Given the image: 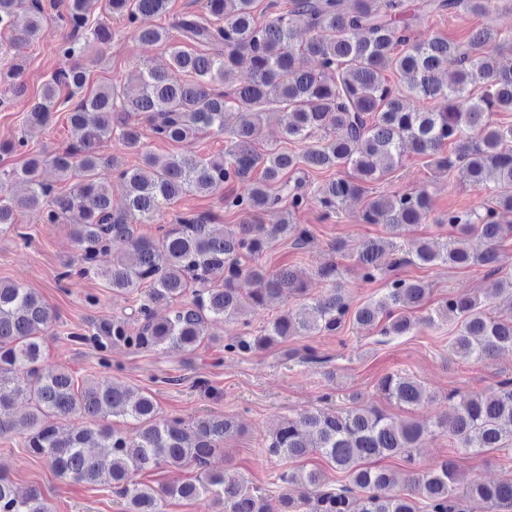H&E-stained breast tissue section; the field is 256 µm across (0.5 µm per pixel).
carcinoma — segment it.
Here are the masks:
<instances>
[{
  "label": "carcinoma",
  "mask_w": 512,
  "mask_h": 512,
  "mask_svg": "<svg viewBox=\"0 0 512 512\" xmlns=\"http://www.w3.org/2000/svg\"><path fill=\"white\" fill-rule=\"evenodd\" d=\"M92 0H64L58 15L67 33L57 51L64 64L44 83L25 115V124L47 128L61 106L78 134L76 143L51 154H35L23 168L0 170V233L15 228V215L30 212L46 224H64L78 211L81 223L69 225L81 264L64 265L59 279H97L114 293L138 294L129 317L89 321L70 333L88 343L100 365L111 368L112 348L183 354L194 351L211 319L236 321L242 332L224 340V351L247 354L295 336L338 334L347 317L360 328H379L384 336H406L419 321L412 312L428 301L423 281L391 280L383 295L351 309L334 263L317 271L328 285L318 299L305 300L306 281L290 266L272 269L264 258L280 241L305 248L311 231L294 222L308 200L305 175L314 170L345 169L352 174L329 180L317 190L323 217H333L350 199L366 192L398 165L407 151L433 159L435 168L456 172L485 188L492 205L485 212H448L453 238L441 246L417 241L407 253L396 242L408 225L427 218L430 195L385 193L370 199L361 215L365 224H381L387 236L369 239L356 262L362 279L372 282L401 264L484 267L493 275L500 266L499 246L512 234L511 224L497 219L512 213V123L492 119L512 112V34L489 27L474 30L464 43L437 35L412 34L416 12L438 13L462 8L485 12L489 0H291L288 10L269 21L255 15L256 0H204L202 15L172 23L195 49L169 42V29L142 19L166 14L168 0H109L112 13L127 19L132 34L144 43H165V70L138 67L127 86L104 84L89 96V49H106L112 30L87 28ZM23 12L26 24L14 30ZM46 15L41 0H0V31H15L0 41V54L16 43L36 39ZM308 33L296 42L300 31ZM313 57L319 68L309 69ZM249 62L243 80L236 77ZM398 82H392V78ZM68 90L74 103L59 101ZM441 100L444 106L414 108L409 101ZM280 114L288 142L318 138L303 153L270 146L259 153L266 114ZM237 124L224 154L201 159L176 154L160 160L143 151V126L164 141L182 143L210 130L224 131L229 114ZM115 138L140 156L126 167L115 155L99 153ZM454 155H440L447 142ZM52 167L60 179H76L66 193L54 191L41 172ZM261 177L252 178L256 169ZM24 182L26 192L11 195L5 184ZM123 191L125 206H112V184ZM231 184H246L243 194L224 195V209L245 215L240 224H213L194 214L158 226L159 235L135 233L137 224H154L164 206L188 195H209ZM279 209L278 224L255 218ZM221 271L223 282L213 281ZM254 288L244 294L239 281ZM304 302L270 320L258 336L247 330L249 315L279 298ZM169 306L167 316L156 309ZM56 320L52 308L30 288L0 281V429L15 431L25 448L48 460L56 475L76 483L104 484L126 499L127 512H160L167 498L214 497L223 512H465L456 493L455 462L444 459L426 471L408 475L409 493L395 491L396 475L377 466L381 459L415 452L433 434L448 430L467 453L498 452L512 459V379L500 382L491 396L448 394V413L433 424L396 422L381 410L356 405L334 411L312 408L283 422L267 440V453L299 461L311 453L347 475L348 483L327 486L319 470L288 468L278 480L282 492L272 505L264 489L234 473H214L210 458L224 451V439L239 431L232 417L201 415L190 420L160 414L154 397L115 381L76 384L66 368L42 364L41 338ZM454 325L451 351L483 361L512 350V316L496 317L484 300L469 295L442 301L424 323ZM388 398L406 406L424 399L422 386L401 374L378 382ZM25 395L30 411L12 417L15 400ZM134 424L129 434L107 424L108 417ZM82 417L88 424L64 429L50 418ZM162 466H190L191 481L147 486L143 471ZM467 495L512 512V479L472 486ZM0 512H50L36 489L15 492L0 473Z\"/></svg>",
  "instance_id": "obj_1"
}]
</instances>
